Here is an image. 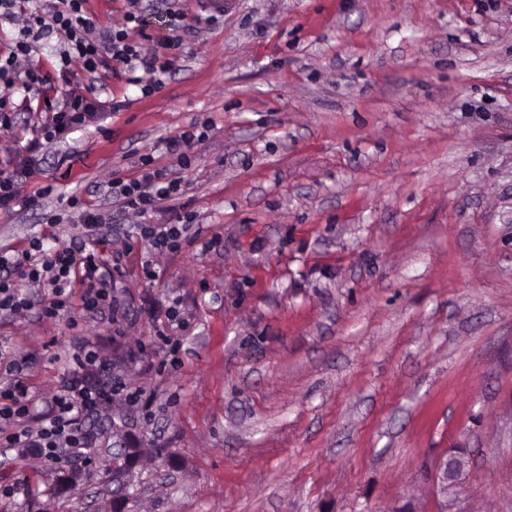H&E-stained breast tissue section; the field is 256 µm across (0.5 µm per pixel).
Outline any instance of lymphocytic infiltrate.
<instances>
[{"label":"lymphocytic infiltrate","instance_id":"lymphocytic-infiltrate-1","mask_svg":"<svg viewBox=\"0 0 512 512\" xmlns=\"http://www.w3.org/2000/svg\"><path fill=\"white\" fill-rule=\"evenodd\" d=\"M126 24L122 27L96 29L84 9L86 0H0V19L15 20L21 12H28L26 25L20 28L13 50L0 58V129L14 125L12 105L14 97L29 95L41 81L35 69H20V57L29 55L33 45L51 30L60 35L63 49L59 54L58 74L69 79L74 67L95 72L101 64L113 61L129 75L131 84L139 86L142 94L159 90L168 72L161 64L165 50H176L182 45L179 35L184 13H174L171 34L157 39L151 53H144L128 26L141 23L142 0H126ZM99 90L94 85L68 90L65 96L43 97L41 109L49 119L40 126L39 133L26 145L27 155L21 168H0V209L11 207L18 199L23 174L40 163L44 145L63 139L77 128L95 122L101 103ZM150 158L140 160V177L111 183L113 194L121 197L126 208L142 217L137 227L139 236L159 252L178 250L188 230L184 224H152L159 200L177 196L181 182L163 177L150 167ZM86 233L74 246L63 249L45 248L43 240H34L30 249L17 254L0 253V312L18 314L28 310L31 301L25 292L10 279L11 271H20L31 283L47 285L51 297L41 311L52 318L67 310L73 283L84 288L83 306L88 310H107L118 315L121 307L112 293L122 275V258L103 259L99 248L103 243L98 230L103 225L100 214L84 211ZM105 366L99 350L92 342L81 343L69 361V376L51 398L35 402L27 388L20 383L0 393L1 445L7 448H33L53 462H60L73 449L88 448L94 442L90 431L83 429L84 419L100 414L105 402L113 394L125 393L129 403H139L140 393L125 392L119 379L104 374Z\"/></svg>","mask_w":512,"mask_h":512}]
</instances>
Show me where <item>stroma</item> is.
<instances>
[{
    "mask_svg": "<svg viewBox=\"0 0 512 512\" xmlns=\"http://www.w3.org/2000/svg\"><path fill=\"white\" fill-rule=\"evenodd\" d=\"M173 7L164 86L80 73L107 88L97 121L0 210V251L69 247L79 197L124 254L117 318L79 287L58 317L0 314L31 358L0 385L51 397L87 339L126 384L84 459L9 450L0 512H441L451 448L472 461L456 512H512V0H156L148 34ZM60 50L48 32L29 59L53 97ZM194 122L206 138L168 154ZM146 155L181 181L152 217H190L175 253L110 191Z\"/></svg>",
    "mask_w": 512,
    "mask_h": 512,
    "instance_id": "stroma-1",
    "label": "stroma"
}]
</instances>
